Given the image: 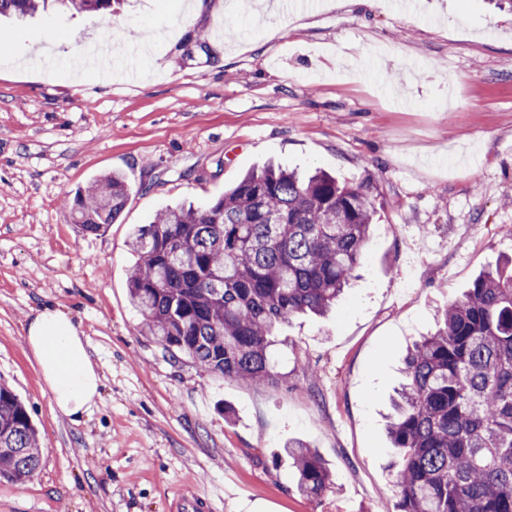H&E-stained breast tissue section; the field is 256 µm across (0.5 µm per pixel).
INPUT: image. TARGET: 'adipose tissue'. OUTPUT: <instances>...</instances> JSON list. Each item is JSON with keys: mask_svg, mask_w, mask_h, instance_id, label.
Returning <instances> with one entry per match:
<instances>
[{"mask_svg": "<svg viewBox=\"0 0 512 512\" xmlns=\"http://www.w3.org/2000/svg\"><path fill=\"white\" fill-rule=\"evenodd\" d=\"M33 353L55 407L79 421L100 396L101 377L84 333L57 308L35 310L26 326Z\"/></svg>", "mask_w": 512, "mask_h": 512, "instance_id": "1", "label": "adipose tissue"}]
</instances>
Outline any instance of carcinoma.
Listing matches in <instances>:
<instances>
[{
	"mask_svg": "<svg viewBox=\"0 0 512 512\" xmlns=\"http://www.w3.org/2000/svg\"><path fill=\"white\" fill-rule=\"evenodd\" d=\"M112 12V0H61ZM49 0H0V15L44 11ZM130 187L112 172L69 200L94 233L114 223ZM374 214L367 186L267 166L204 208L170 207L130 232L139 258L129 293L145 334L209 373L257 385L272 378L278 326L325 315L361 263ZM388 434L399 489L394 512H512V257L480 274L441 313L435 333L404 359ZM297 489H333L316 450L286 448ZM25 405L0 384V478L38 470Z\"/></svg>",
	"mask_w": 512,
	"mask_h": 512,
	"instance_id": "cac0c4a2",
	"label": "carcinoma"
}]
</instances>
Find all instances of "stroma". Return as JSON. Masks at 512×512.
<instances>
[{"instance_id":"stroma-1","label":"stroma","mask_w":512,"mask_h":512,"mask_svg":"<svg viewBox=\"0 0 512 512\" xmlns=\"http://www.w3.org/2000/svg\"><path fill=\"white\" fill-rule=\"evenodd\" d=\"M114 0L107 68L73 71L102 14L55 5L1 18L0 383L26 406L42 462L0 480V512H167L188 488L214 512H383L398 489L386 432L410 345L484 269L512 256V13L490 0ZM233 29L224 40L213 29ZM210 38L187 58L186 34ZM275 161L367 184L375 207L356 278L325 318L280 327L262 386L171 359L128 282L133 225L208 204ZM131 187L101 233L65 200L101 175ZM51 304L88 338L100 396L55 411L24 341ZM234 410L225 418L224 406ZM301 439L335 487L300 494Z\"/></svg>"}]
</instances>
